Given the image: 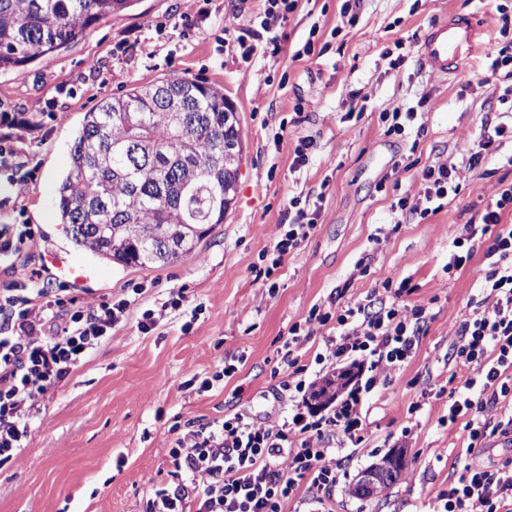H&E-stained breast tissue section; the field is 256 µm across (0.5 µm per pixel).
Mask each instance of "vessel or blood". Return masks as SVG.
Here are the masks:
<instances>
[{
	"label": "vessel or blood",
	"instance_id": "vessel-or-blood-1",
	"mask_svg": "<svg viewBox=\"0 0 512 512\" xmlns=\"http://www.w3.org/2000/svg\"><path fill=\"white\" fill-rule=\"evenodd\" d=\"M478 29L472 16L454 15L433 24L422 36L419 53L424 64L443 74L457 72L476 45Z\"/></svg>",
	"mask_w": 512,
	"mask_h": 512
}]
</instances>
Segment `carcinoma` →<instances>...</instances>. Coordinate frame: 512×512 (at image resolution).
<instances>
[{"instance_id":"obj_1","label":"carcinoma","mask_w":512,"mask_h":512,"mask_svg":"<svg viewBox=\"0 0 512 512\" xmlns=\"http://www.w3.org/2000/svg\"><path fill=\"white\" fill-rule=\"evenodd\" d=\"M137 0H0V70L33 63ZM244 154L224 90L172 77L85 113L57 188L75 247L123 266L170 265L224 223Z\"/></svg>"}]
</instances>
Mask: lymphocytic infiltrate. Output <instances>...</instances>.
Returning a JSON list of instances; mask_svg holds the SVG:
<instances>
[{
  "label": "lymphocytic infiltrate",
  "mask_w": 512,
  "mask_h": 512,
  "mask_svg": "<svg viewBox=\"0 0 512 512\" xmlns=\"http://www.w3.org/2000/svg\"><path fill=\"white\" fill-rule=\"evenodd\" d=\"M263 7L238 36L242 58L255 52V38L271 31L293 11L297 0H262ZM415 174L418 203L398 198L393 207L406 219L426 221L458 195L456 164L436 161L421 169L395 164L394 176ZM288 230L273 250L296 252L314 232L317 205L294 196L288 200ZM35 232L28 224H0V264H22L25 273L0 288V463L26 448L32 420L46 396L112 334L141 294L84 299L52 281L35 261ZM448 271L482 254L487 271L483 298L458 327L457 357L473 375L448 394V422L462 424L466 453L458 457L434 503L433 512H512V464L489 471L475 461L488 442L512 435V183L501 185L453 241ZM382 292L354 303L312 306L295 322L280 349L282 378L278 397L292 404L282 424L267 426L237 413L215 422L184 423L168 450V470L146 494L141 512H284L302 498L312 512H330L342 453L360 447L362 409L375 384L388 383L410 357L429 316L425 307L408 305V279L388 276ZM332 327L314 363L330 366L348 360L366 364L364 383L348 385L334 408L309 402V366L298 347L315 329Z\"/></svg>",
  "instance_id": "obj_1"
}]
</instances>
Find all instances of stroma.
<instances>
[{"label":"stroma","mask_w":512,"mask_h":512,"mask_svg":"<svg viewBox=\"0 0 512 512\" xmlns=\"http://www.w3.org/2000/svg\"><path fill=\"white\" fill-rule=\"evenodd\" d=\"M344 0H298L277 32L292 52L271 56L268 38L242 60L234 39L256 0H139L127 13L88 27L67 48L22 68L0 72V113L36 128L15 141L26 184L0 180V224L26 221L37 256L58 254L49 271L81 297L120 296L140 283L128 313L69 379L46 399L30 441L0 466V512H140L151 481L167 468L175 422L221 420L244 413L274 426L288 414L276 399L279 350L289 327L316 304L341 296L356 302L388 275L410 278L407 301L432 318L415 352L378 385L363 407L365 440L346 451L332 496L333 512H430L463 452L460 428H448V393L471 371L455 357L459 324L472 312L485 264L474 259L446 270L454 239L499 183L512 182V142L495 144L494 160L463 166L468 142L505 106L497 76L470 83L482 65L475 52L458 73L443 75L421 59L391 68L383 51L397 39L419 43L432 24L473 15L490 41L497 16L490 0H360L354 19ZM192 19L194 30L184 21ZM317 54L294 58L307 39ZM156 45L154 57L140 45ZM188 77L223 86L246 143L236 203L197 252L159 267H123L77 249L58 221L55 197L85 112L132 84ZM302 111H295V104ZM406 105L417 115L408 137L386 135L379 115ZM362 109L360 119L350 118ZM312 136L306 164L295 161L299 138ZM417 155L458 164L459 195L422 223H405L392 204L416 202L417 179L399 191H377L395 161ZM320 198V219L298 252L285 256L275 289L255 278L270 265L292 196ZM191 306L169 313L149 333L138 321L170 289ZM191 330H184V323ZM236 373L207 393L192 378L220 361ZM403 448L400 481L368 499L351 493L358 474L391 449Z\"/></svg>","instance_id":"35a3bbf8"}]
</instances>
